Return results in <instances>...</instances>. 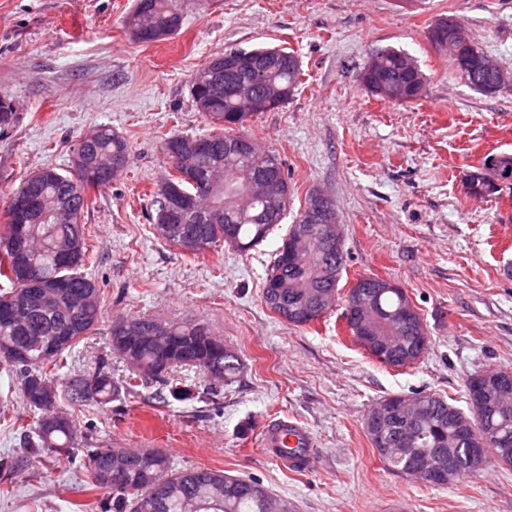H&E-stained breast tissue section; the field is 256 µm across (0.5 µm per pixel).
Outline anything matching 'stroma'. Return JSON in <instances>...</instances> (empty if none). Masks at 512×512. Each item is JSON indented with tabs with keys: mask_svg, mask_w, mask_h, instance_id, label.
<instances>
[{
	"mask_svg": "<svg viewBox=\"0 0 512 512\" xmlns=\"http://www.w3.org/2000/svg\"><path fill=\"white\" fill-rule=\"evenodd\" d=\"M134 0H0V96L15 125L0 133V235L8 197L44 165L68 172L72 149L106 126L130 155L112 184L89 190L82 223L94 251L86 271L103 292V320L56 371L57 405L78 423L73 459L23 445L36 412L17 378L0 372V512H101L112 496L86 467L92 448H161L174 468L251 479L294 512H512V469L487 459L472 477L429 487L387 470L364 432L369 409L395 393L436 391L468 409L477 371H512V187L478 199L469 175L486 156L512 153V90L470 89L428 40L453 16L477 47L512 71V0H176L180 32L134 41ZM288 47L303 70L294 96L252 117L244 131L281 161L289 215L313 190L340 218L345 270L339 296L364 276L394 280L431 336L412 367H387L354 343L335 305L292 327L266 307V268L288 230L241 252L220 243L193 255L161 239L149 220L168 178L161 137L209 133L189 94L196 72L227 48ZM417 60L422 99L395 104L367 92L358 74L376 51ZM119 317L200 322L233 348L236 378L218 396L177 370L186 396L158 402V382L132 376L107 345ZM107 365L133 392L110 404L71 405L66 383ZM288 418L312 439L313 462L291 469L262 445L270 421Z\"/></svg>",
	"mask_w": 512,
	"mask_h": 512,
	"instance_id": "1",
	"label": "stroma"
}]
</instances>
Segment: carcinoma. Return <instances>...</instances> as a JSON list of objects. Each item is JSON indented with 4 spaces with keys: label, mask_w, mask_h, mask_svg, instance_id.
Returning a JSON list of instances; mask_svg holds the SVG:
<instances>
[{
    "label": "carcinoma",
    "mask_w": 512,
    "mask_h": 512,
    "mask_svg": "<svg viewBox=\"0 0 512 512\" xmlns=\"http://www.w3.org/2000/svg\"><path fill=\"white\" fill-rule=\"evenodd\" d=\"M130 34L159 30L171 36L182 27V17L175 0H136L133 11L126 19ZM431 44L448 55L468 86L484 95L494 94V75L477 65L464 66L461 60L474 56L473 49L448 39V17L439 18L429 30ZM273 62L262 70H248L233 66L241 55ZM406 53L383 49L374 54L373 68L363 67L360 82L375 96H383L389 85H398L404 97L398 103H407L422 97L425 76L403 68ZM224 70L216 88L200 92L204 98L197 111L218 129L199 137L208 147L196 152L190 164L177 169L176 175L165 180L153 194L154 214L151 219L161 238L172 244L174 240L163 234L169 223L163 211L165 187L189 192L199 200L206 212L213 209L222 214L217 222H208L196 214H188L176 226L187 231L202 228L204 247L196 254H204L229 233L240 251L262 244L282 223L288 210L289 186H284L285 198L278 209L256 192L242 200V194L255 179L267 174L287 178L277 157L261 149L252 150L251 137L240 132L244 123L253 116L276 110L294 95L301 84L302 69L298 56L284 48L257 47L224 50ZM17 116L9 102L0 96V132L11 128ZM188 135L170 134L162 138L165 156L179 152ZM73 155L86 160L90 170L79 182L72 173L63 174L50 165L38 169L41 173L35 188L51 213L48 221L37 224L32 235L36 252L33 258L37 271L43 277L56 279L64 288L45 295L41 300L25 298L23 289L13 279L12 264L6 237L0 236V345L7 344L23 352L21 359H0V367L8 374L20 378L23 400L29 408L40 412L33 431L35 440L26 441L32 448L59 453L71 447L76 425L71 418L51 423L48 416L56 410L57 388L53 371L60 367L64 353L73 349L96 330L102 320V292L98 283L83 272L92 262V251L87 245L81 219L88 207L89 189L109 186L105 178L107 169L117 170L129 157L128 143L123 136L103 126L91 133L87 141H78ZM489 172L481 168L471 174L469 186L474 195L485 196L498 192L486 181ZM287 240H282L265 279L263 298L266 306L281 320L293 327L309 325L332 310L338 284L345 265V253L334 246L314 245L303 254L300 269H293L283 260ZM71 253L70 263H58V253ZM359 290L373 295L374 306L369 315V332L359 328L350 309L343 307L342 317L352 340L390 367H409L418 363L427 352L430 338L427 325L419 309L403 288L380 289L373 287L371 277H361L351 288L348 297ZM136 339L119 357L133 371L151 375L162 387L171 392L178 387L166 378L168 370L176 367L195 369L210 377V391L232 381L240 370L237 354L230 348L217 352L208 339L210 329L199 323H164L156 329L158 320L139 317ZM92 383L97 403L112 402L121 390L129 391L133 381L118 385L111 372L101 366L87 375L73 378L67 392L74 404L87 398L78 395L77 388ZM406 403L404 409L392 407L383 427V436L377 438L370 428L365 433L384 466L396 473L416 478V465L420 462L448 464L456 462L446 472L438 486L445 487L473 474L467 461L468 444L457 435V422H470L477 430L494 434L498 441L488 449L497 463L512 468V416L504 418L492 407L483 411L464 412L436 392L419 391L413 398L402 394L384 397L382 402ZM102 448L88 452V465L94 486L112 492L114 512H183L187 498L203 503L198 512H293L288 500L272 493L260 483L232 476L222 470L190 469L175 471L168 455L160 449L130 452L118 449L126 460V480L108 485L100 481L98 470L103 460Z\"/></svg>",
    "instance_id": "1"
}]
</instances>
